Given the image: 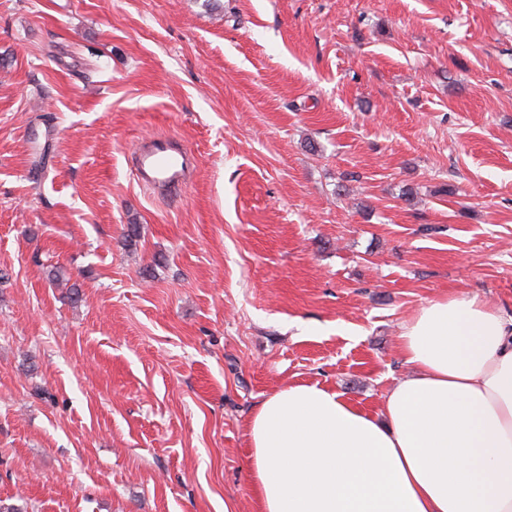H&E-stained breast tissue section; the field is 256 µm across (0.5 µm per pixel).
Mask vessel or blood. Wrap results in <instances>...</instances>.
<instances>
[{
	"label": "vessel or blood",
	"mask_w": 512,
	"mask_h": 512,
	"mask_svg": "<svg viewBox=\"0 0 512 512\" xmlns=\"http://www.w3.org/2000/svg\"><path fill=\"white\" fill-rule=\"evenodd\" d=\"M193 150L165 135L140 143L133 154L132 172L140 186L166 197L182 195L190 183Z\"/></svg>",
	"instance_id": "1"
}]
</instances>
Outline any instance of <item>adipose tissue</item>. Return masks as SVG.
Returning <instances> with one entry per match:
<instances>
[{
	"label": "adipose tissue",
	"mask_w": 512,
	"mask_h": 512,
	"mask_svg": "<svg viewBox=\"0 0 512 512\" xmlns=\"http://www.w3.org/2000/svg\"><path fill=\"white\" fill-rule=\"evenodd\" d=\"M399 353L413 373L381 413L317 384L262 399L247 423L259 512H512V315L429 300Z\"/></svg>",
	"instance_id": "ef3b65f1"
}]
</instances>
